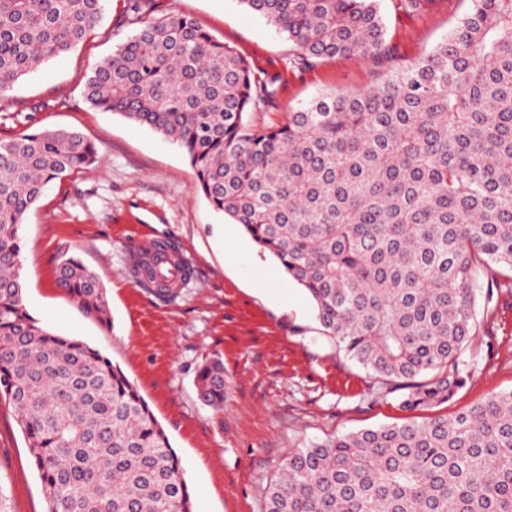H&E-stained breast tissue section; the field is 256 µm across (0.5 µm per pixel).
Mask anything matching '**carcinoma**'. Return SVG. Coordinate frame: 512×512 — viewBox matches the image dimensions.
Instances as JSON below:
<instances>
[{"label": "carcinoma", "instance_id": "cac0c4a2", "mask_svg": "<svg viewBox=\"0 0 512 512\" xmlns=\"http://www.w3.org/2000/svg\"><path fill=\"white\" fill-rule=\"evenodd\" d=\"M291 44L288 67L387 53L377 0H239ZM134 35L95 63L93 107L178 143L210 205L306 290L336 350L407 409L448 401L477 293L512 289V0H470L425 57L357 93L330 90L277 121L279 74H256L188 15L123 0ZM105 0H0L7 93L75 50ZM71 128L0 138V398L28 441L48 512H193L179 458L125 373L40 325L23 299L21 229L49 184L97 159ZM57 285L109 323L106 289L64 254ZM224 407V365L197 377ZM265 512H512V391L452 419L314 442L284 464Z\"/></svg>", "mask_w": 512, "mask_h": 512}]
</instances>
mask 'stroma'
I'll list each match as a JSON object with an SVG mask.
<instances>
[{"label":"stroma","instance_id":"obj_1","mask_svg":"<svg viewBox=\"0 0 512 512\" xmlns=\"http://www.w3.org/2000/svg\"><path fill=\"white\" fill-rule=\"evenodd\" d=\"M234 47L253 67L283 73L278 111L332 89L357 92L378 75L422 58L468 10L430 0L418 13L379 0L390 53L289 70L290 44L239 0H153ZM122 0L76 51L18 83L17 121L0 135L72 127L93 141L97 162L51 183L22 229L24 301L44 326L100 349L134 383L178 455L194 512H264V494L300 448L337 435L452 417L512 391V293L494 297L462 353L464 385L445 403L406 410L337 353L303 288L196 187L183 150L146 127L93 108L83 87L93 64L135 31L119 24ZM178 242L195 273L173 301L133 271L138 230ZM77 254L107 290L110 325L86 317L56 279L62 252ZM224 363L223 408L207 406L199 370ZM0 489L10 512H47L39 473L17 421L0 402Z\"/></svg>","mask_w":512,"mask_h":512}]
</instances>
